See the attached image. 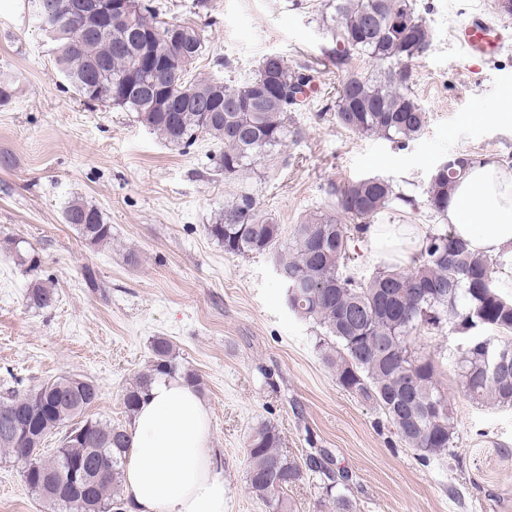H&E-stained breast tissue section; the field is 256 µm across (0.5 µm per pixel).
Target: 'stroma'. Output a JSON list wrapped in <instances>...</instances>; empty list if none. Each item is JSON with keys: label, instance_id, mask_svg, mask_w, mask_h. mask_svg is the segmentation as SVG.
Instances as JSON below:
<instances>
[{"label": "stroma", "instance_id": "1", "mask_svg": "<svg viewBox=\"0 0 512 512\" xmlns=\"http://www.w3.org/2000/svg\"><path fill=\"white\" fill-rule=\"evenodd\" d=\"M325 2L154 0L162 20L201 30V75L233 85L268 56L314 69L307 104L291 115L299 137L231 178L213 159L214 143L171 146L135 113L81 100L54 65L34 0H0V76L16 86L0 106V241L29 242L57 293L52 308L28 306L29 275L0 252V397L62 375L88 377L100 389L90 418L129 425L124 391L148 366L152 338L163 336L202 379L212 446L224 461L225 512H270L246 479L247 440L262 422L295 457L328 451L352 476L357 512H512V408L475 404L457 387L459 335L424 332L415 341L438 362L457 430L449 458L424 463L337 383L317 348L324 329L288 309L270 256L225 253L207 232L241 190L289 230L310 213L336 214L333 185L374 175L400 195L374 223L431 231L447 222L426 200L449 153L512 166V114L497 107L512 95V16L495 0H413L429 45L410 62V82L427 124L402 144L337 126ZM475 18L504 32L497 54L477 58L457 42L456 28ZM75 199L103 212L109 246L86 248L66 224ZM87 266L97 287L84 283ZM22 471V461L0 454V512H56Z\"/></svg>", "mask_w": 512, "mask_h": 512}]
</instances>
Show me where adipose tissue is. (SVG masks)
<instances>
[{
    "label": "adipose tissue",
    "mask_w": 512,
    "mask_h": 512,
    "mask_svg": "<svg viewBox=\"0 0 512 512\" xmlns=\"http://www.w3.org/2000/svg\"><path fill=\"white\" fill-rule=\"evenodd\" d=\"M448 222L476 253L512 257V168L475 165L453 190ZM425 231L371 224L363 239L378 256L405 259ZM124 491L133 512H225L224 468L210 442L209 413L179 378L156 381L129 430Z\"/></svg>",
    "instance_id": "obj_1"
}]
</instances>
